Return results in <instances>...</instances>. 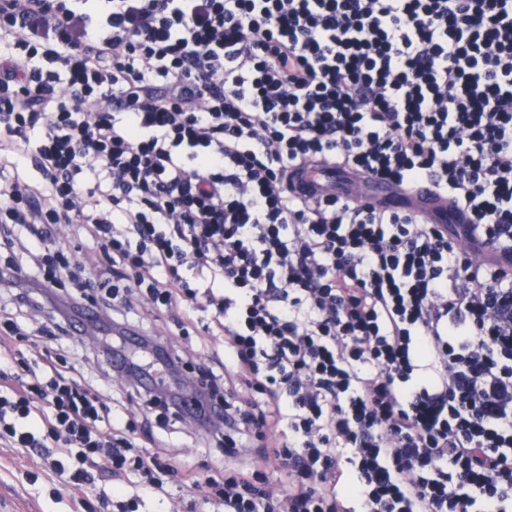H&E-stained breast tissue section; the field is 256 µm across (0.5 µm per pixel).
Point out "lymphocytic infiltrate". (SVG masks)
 Instances as JSON below:
<instances>
[{
  "label": "lymphocytic infiltrate",
  "instance_id": "f902f5d3",
  "mask_svg": "<svg viewBox=\"0 0 512 512\" xmlns=\"http://www.w3.org/2000/svg\"><path fill=\"white\" fill-rule=\"evenodd\" d=\"M111 3L0 0V162L35 171L0 180V447L75 449L74 485L137 472L118 512L165 493L151 430L12 350L46 303L47 340L91 305L144 407L193 394L226 458L259 448L265 471L191 477L202 504L512 512V0ZM317 163L432 182L468 221L294 194ZM136 294L210 312L223 361L162 356L115 316Z\"/></svg>",
  "mask_w": 512,
  "mask_h": 512
}]
</instances>
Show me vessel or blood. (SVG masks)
<instances>
[{
    "label": "vessel or blood",
    "mask_w": 512,
    "mask_h": 512,
    "mask_svg": "<svg viewBox=\"0 0 512 512\" xmlns=\"http://www.w3.org/2000/svg\"><path fill=\"white\" fill-rule=\"evenodd\" d=\"M338 172L334 167L321 165L302 174L294 182L299 194L316 195L333 186ZM351 191L364 202L390 209L413 208L434 224H460L462 215L453 212L449 202L439 196L430 183H422L413 192L406 193L375 180H362L352 184Z\"/></svg>",
    "instance_id": "b4317fda"
}]
</instances>
